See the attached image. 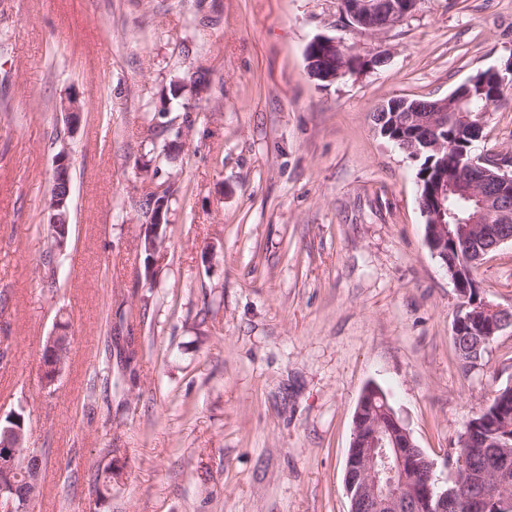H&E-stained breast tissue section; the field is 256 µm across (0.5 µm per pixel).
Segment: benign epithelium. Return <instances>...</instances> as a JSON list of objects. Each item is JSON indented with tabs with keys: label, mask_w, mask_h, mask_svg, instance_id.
<instances>
[{
	"label": "benign epithelium",
	"mask_w": 512,
	"mask_h": 512,
	"mask_svg": "<svg viewBox=\"0 0 512 512\" xmlns=\"http://www.w3.org/2000/svg\"><path fill=\"white\" fill-rule=\"evenodd\" d=\"M342 11L352 24L370 32L380 26L371 23L378 17L386 19L383 27L390 28L402 22L410 11L405 0H345ZM333 57L340 55L343 65L332 71L327 80L336 81L339 76L357 72L364 59L353 54L345 45L333 38L319 36L308 45L307 55ZM400 124L413 127L422 133L412 140L410 151L420 153L424 148L437 154L447 149V143L439 132L451 122L448 99L428 101L412 110L401 113ZM71 157L63 153L54 160V180L47 208L50 213L47 228L55 231L66 226L62 209L71 199ZM466 192L478 201L477 211L470 218L458 222L460 229L479 232L485 224L512 223V175L492 154L463 156L459 159L453 176L442 175L434 186L429 200L419 201L426 220L425 241L448 240V219L455 214L448 210V193ZM448 271L455 288L462 287L459 268L448 265V254L431 248ZM476 312L490 326L489 337L475 344H457L469 354V362L480 361L483 347L491 343L496 333L512 329V310L483 300ZM71 337L68 325L59 323L47 337L43 347L39 375L42 390L47 394L56 391L63 373L64 349L61 337ZM375 403V396L365 391L354 414V431L348 452L349 465L345 476L346 494L350 501V512H417L427 507L429 512H453L459 501L464 502L467 512H488L496 505L500 512H512V477L507 470H498L488 478H479L478 491L469 486L472 476L468 460L464 457L450 460L453 478L448 486H440L434 477V462L417 448L412 435L396 416L388 402H383L384 417L373 424L363 423L365 411ZM25 434L23 427H13V435L0 443V504L5 512H22L30 501L26 494L39 485L42 467L41 458L32 450H23ZM26 453L28 475L21 476L17 461Z\"/></svg>",
	"instance_id": "7a95c632"
}]
</instances>
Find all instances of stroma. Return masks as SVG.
I'll use <instances>...</instances> for the list:
<instances>
[{
    "instance_id": "35a3bbf8",
    "label": "stroma",
    "mask_w": 512,
    "mask_h": 512,
    "mask_svg": "<svg viewBox=\"0 0 512 512\" xmlns=\"http://www.w3.org/2000/svg\"><path fill=\"white\" fill-rule=\"evenodd\" d=\"M317 36L387 61L317 82ZM511 55L512 0H420L376 33L338 0H0V412L25 406L43 457L30 512H348L371 384L449 478L466 421L512 385V334L461 368L460 298L425 243L418 164L370 115ZM200 75L190 109L159 117L171 79ZM486 134L512 156V93ZM62 149L71 246L50 281ZM155 181L173 196L149 276ZM478 280L512 308V243ZM60 319L73 340L49 395L39 360ZM107 365L112 386H91ZM93 462L117 472L110 491L90 484ZM58 152L56 155H59ZM71 170V157L69 153H62L55 157L54 160V180L52 183L49 199L47 202V208L50 213L49 222L47 228L50 229L53 235L56 229H62L66 227V217L62 213V209L65 206L66 200L71 199V182L69 178Z\"/></svg>"
}]
</instances>
